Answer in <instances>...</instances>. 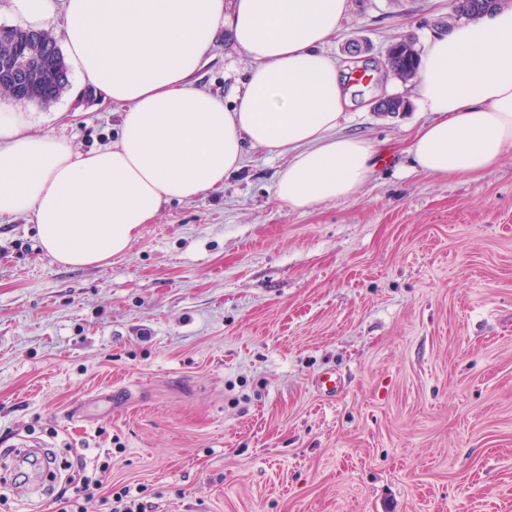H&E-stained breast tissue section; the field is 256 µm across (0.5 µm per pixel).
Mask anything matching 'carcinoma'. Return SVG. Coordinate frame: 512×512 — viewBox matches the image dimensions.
I'll return each mask as SVG.
<instances>
[{"label":"carcinoma","instance_id":"cac0c4a2","mask_svg":"<svg viewBox=\"0 0 512 512\" xmlns=\"http://www.w3.org/2000/svg\"><path fill=\"white\" fill-rule=\"evenodd\" d=\"M463 12L475 18L499 8L498 0H463ZM386 68L403 81L419 68L416 42L408 38L386 50ZM69 85L68 67L55 35L33 28L0 27V92L46 107Z\"/></svg>","mask_w":512,"mask_h":512}]
</instances>
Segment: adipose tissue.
<instances>
[{
  "label": "adipose tissue",
  "instance_id": "adipose-tissue-1",
  "mask_svg": "<svg viewBox=\"0 0 512 512\" xmlns=\"http://www.w3.org/2000/svg\"><path fill=\"white\" fill-rule=\"evenodd\" d=\"M348 0H66L71 68L122 104L112 145L88 152L0 111V219L33 215L55 262L127 253L163 204L223 189L246 146L288 155L276 183L294 210L356 199L377 150L338 134L349 104L324 47ZM254 62L231 104L196 76L219 32ZM429 113L408 149L430 176L482 172L512 152V9L429 39L417 74Z\"/></svg>",
  "mask_w": 512,
  "mask_h": 512
}]
</instances>
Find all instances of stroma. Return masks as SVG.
<instances>
[{
    "instance_id": "1",
    "label": "stroma",
    "mask_w": 512,
    "mask_h": 512,
    "mask_svg": "<svg viewBox=\"0 0 512 512\" xmlns=\"http://www.w3.org/2000/svg\"><path fill=\"white\" fill-rule=\"evenodd\" d=\"M458 25L453 0H349L326 50L373 82L339 131L393 155L358 200L290 209L287 156L250 146L104 266L53 262L32 215L0 221V512H55L78 459L145 487L146 512H512V153L413 172L427 113L373 109L416 97L392 42ZM251 67L219 38L198 85L231 100ZM121 110L73 75L33 129L86 152Z\"/></svg>"
}]
</instances>
